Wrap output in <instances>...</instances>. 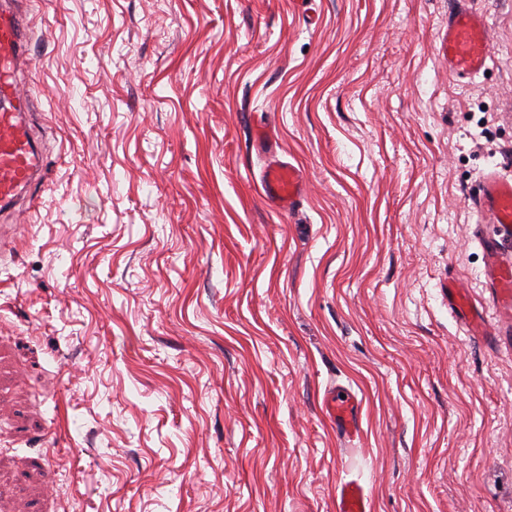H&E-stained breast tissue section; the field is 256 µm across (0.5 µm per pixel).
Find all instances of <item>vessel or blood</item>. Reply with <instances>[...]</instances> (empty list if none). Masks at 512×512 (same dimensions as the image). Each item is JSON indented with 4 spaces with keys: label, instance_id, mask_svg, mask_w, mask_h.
Returning a JSON list of instances; mask_svg holds the SVG:
<instances>
[{
    "label": "vessel or blood",
    "instance_id": "obj_1",
    "mask_svg": "<svg viewBox=\"0 0 512 512\" xmlns=\"http://www.w3.org/2000/svg\"><path fill=\"white\" fill-rule=\"evenodd\" d=\"M32 38L25 19L0 0V209L13 208L24 193L40 181L44 160L29 126L31 97L19 81V67L31 56ZM442 50L448 71L459 78H471L486 68L489 56L487 21L455 0L448 14V31ZM255 149L269 158L260 176L262 194L275 210L289 212L302 201V175L290 163L276 157L277 143L266 130L252 140ZM481 223L495 227L496 236L512 239V177L489 170L482 178L474 200ZM486 275L499 302L512 304V262L500 258L496 248L487 250ZM356 397L338 386L329 390L323 406L336 422V432L346 439L358 435ZM338 512H369V497L355 480L338 485Z\"/></svg>",
    "mask_w": 512,
    "mask_h": 512
}]
</instances>
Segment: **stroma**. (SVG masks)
Returning a JSON list of instances; mask_svg holds the SVG:
<instances>
[{"instance_id":"stroma-1","label":"stroma","mask_w":512,"mask_h":512,"mask_svg":"<svg viewBox=\"0 0 512 512\" xmlns=\"http://www.w3.org/2000/svg\"><path fill=\"white\" fill-rule=\"evenodd\" d=\"M470 5L472 80L450 0H16L47 174L0 214V512H336L347 480L371 512H512V309L472 205L512 173V0ZM448 13V31L442 50L448 58V71L459 78H472L486 68L489 56L486 18L466 7L465 0H455ZM252 146L269 157V164L261 173L260 185L266 202L275 210L290 212L302 201V175L292 164L276 159L279 147L272 135L259 130L252 140ZM486 276L494 288L498 302L512 304V262L499 257L493 244L488 245ZM358 405L356 397L340 385L329 390L324 397L323 407L336 421L337 434L345 439L352 440L358 435Z\"/></svg>"}]
</instances>
